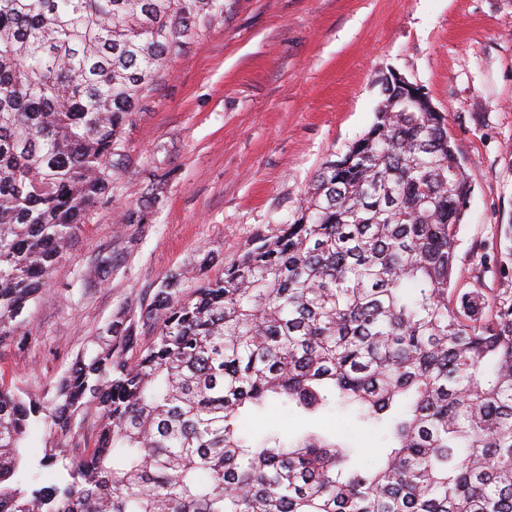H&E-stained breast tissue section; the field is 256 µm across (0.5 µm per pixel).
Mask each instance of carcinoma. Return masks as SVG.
<instances>
[{
    "mask_svg": "<svg viewBox=\"0 0 512 512\" xmlns=\"http://www.w3.org/2000/svg\"><path fill=\"white\" fill-rule=\"evenodd\" d=\"M221 9L0 0V343L109 190L123 125ZM472 193L445 113L385 89L221 277L162 282L150 343L106 325L49 403L0 384V512H512V291L456 288ZM274 401L355 407L375 462L319 430L246 435ZM41 425L64 447L35 460ZM46 467L56 483L30 487Z\"/></svg>",
    "mask_w": 512,
    "mask_h": 512,
    "instance_id": "cac0c4a2",
    "label": "carcinoma"
}]
</instances>
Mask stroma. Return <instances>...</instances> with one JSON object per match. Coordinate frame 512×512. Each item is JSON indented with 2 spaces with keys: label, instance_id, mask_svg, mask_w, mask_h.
<instances>
[{
  "label": "stroma",
  "instance_id": "35a3bbf8",
  "mask_svg": "<svg viewBox=\"0 0 512 512\" xmlns=\"http://www.w3.org/2000/svg\"><path fill=\"white\" fill-rule=\"evenodd\" d=\"M124 126L112 185L0 344V379L56 386L101 328L141 324L167 276L219 277L303 197L320 164L374 121L395 71L445 112L473 184L457 228L460 288L512 289L497 257L512 224V0H222ZM307 421L270 405L245 423L293 437Z\"/></svg>",
  "mask_w": 512,
  "mask_h": 512
}]
</instances>
